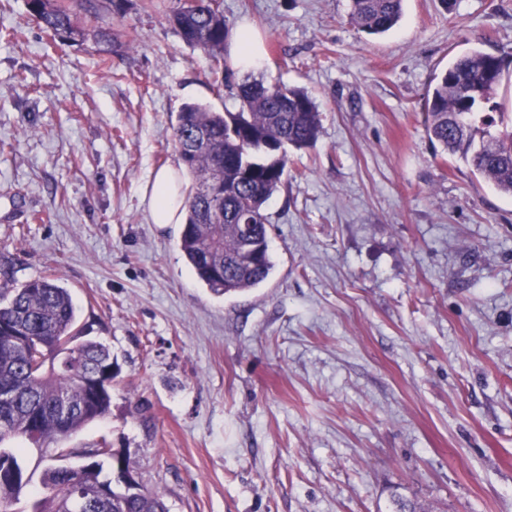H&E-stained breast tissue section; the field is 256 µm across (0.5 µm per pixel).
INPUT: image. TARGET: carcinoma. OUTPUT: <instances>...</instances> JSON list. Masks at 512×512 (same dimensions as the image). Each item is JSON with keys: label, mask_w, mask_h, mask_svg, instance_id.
Listing matches in <instances>:
<instances>
[{"label": "carcinoma", "mask_w": 512, "mask_h": 512, "mask_svg": "<svg viewBox=\"0 0 512 512\" xmlns=\"http://www.w3.org/2000/svg\"><path fill=\"white\" fill-rule=\"evenodd\" d=\"M43 31L65 42L91 38L117 49L112 29L99 25L107 11L97 0H26ZM403 0H349L350 21L368 35L389 32L401 19ZM89 17L97 26L76 25ZM170 21L182 42L215 62L224 61L229 36L222 0H198L192 11L177 8ZM504 59L475 48L455 58L435 77L426 101V131L444 153L459 157L512 196V120L498 111L496 89ZM236 112L187 103L173 125L179 159L191 182L179 247L189 266L217 296L257 288L274 270L265 206L288 173L287 148L314 146L320 130L316 101L307 91L261 80L235 86ZM247 214L257 230L243 237L239 224ZM76 308L69 291L47 276L11 285L0 266V444L9 440L51 443L102 419L110 410L112 386H104L87 404L84 378L112 365L108 348L94 340L73 344ZM70 347L71 359L40 368L46 355ZM107 442L83 455L93 464L75 469L53 467L42 479L33 512H169L163 495L115 486L112 495L99 488L113 480L103 474L100 456L129 466L121 452L105 451ZM18 449L0 447V512L26 490L29 478Z\"/></svg>", "instance_id": "cac0c4a2"}]
</instances>
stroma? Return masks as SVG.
Listing matches in <instances>:
<instances>
[{
	"mask_svg": "<svg viewBox=\"0 0 512 512\" xmlns=\"http://www.w3.org/2000/svg\"><path fill=\"white\" fill-rule=\"evenodd\" d=\"M177 5L126 0L108 21L135 46L105 56L0 0V256L67 288L113 362L103 419L25 443L10 512L103 441L170 512H512V197L424 123L473 48L504 58L512 114V0H405L381 36L348 0H223L260 43L247 72L187 47ZM249 76L307 90L321 129L266 205L272 275L219 297L143 197L181 106L236 111L224 81Z\"/></svg>",
	"mask_w": 512,
	"mask_h": 512,
	"instance_id": "obj_1",
	"label": "stroma"
}]
</instances>
